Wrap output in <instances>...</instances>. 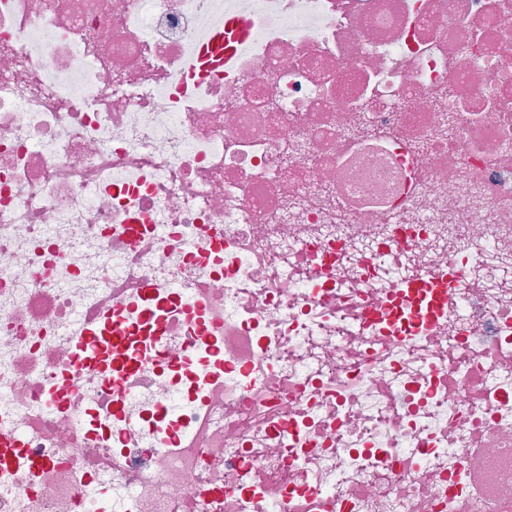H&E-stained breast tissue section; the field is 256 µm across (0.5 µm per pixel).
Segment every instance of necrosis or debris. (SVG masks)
Returning a JSON list of instances; mask_svg holds the SVG:
<instances>
[{
  "instance_id": "1",
  "label": "necrosis or debris",
  "mask_w": 512,
  "mask_h": 512,
  "mask_svg": "<svg viewBox=\"0 0 512 512\" xmlns=\"http://www.w3.org/2000/svg\"><path fill=\"white\" fill-rule=\"evenodd\" d=\"M0 435V512H512V0H0ZM235 29L237 38L234 44L224 40V26L214 30L203 42L197 52L195 65L188 74L191 81L208 77L216 65L228 60L236 51L237 45L245 42L252 34V24L247 15H239L230 23ZM120 310H114L112 316L106 320L107 324L112 326L109 333L103 328L88 329L75 342L74 352L83 360L93 361L94 354L99 348L108 349L109 352L122 359L124 367L135 366L136 357L127 355V338L125 336V327L121 323L119 316ZM105 335V336H101Z\"/></svg>"
}]
</instances>
